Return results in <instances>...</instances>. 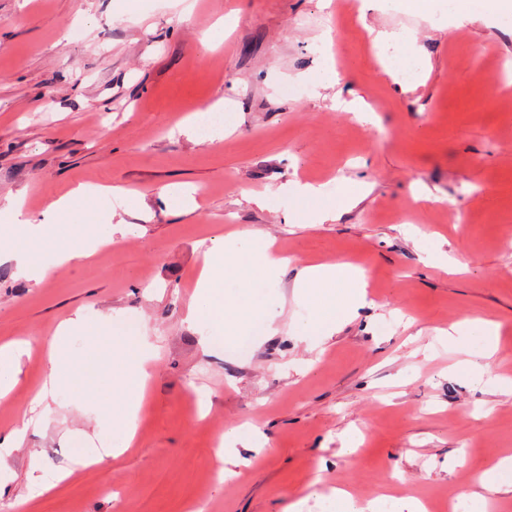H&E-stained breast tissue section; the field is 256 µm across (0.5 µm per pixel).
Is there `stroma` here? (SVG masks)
Here are the masks:
<instances>
[{"label":"stroma","mask_w":512,"mask_h":512,"mask_svg":"<svg viewBox=\"0 0 512 512\" xmlns=\"http://www.w3.org/2000/svg\"><path fill=\"white\" fill-rule=\"evenodd\" d=\"M347 29L338 89L319 88L332 21ZM223 24L224 40L204 35ZM512 18L485 9L455 27L443 0L432 18L360 12L352 0H0V203L20 194L40 216L81 185L134 198L130 241L52 267L35 283L0 265V344L29 343L0 398V432L22 427L46 380L48 346L78 309L122 314L157 358L131 447L87 467L95 442L119 441L97 400L66 386L0 468V512H285L347 485L370 500L391 492L399 512L418 499L446 512L497 452H512V393L452 372L461 352L439 334L452 323L501 325L490 375L512 376ZM414 40L421 75L383 72L370 30ZM362 98L373 123L346 111ZM224 104L223 135L176 133L180 120ZM369 187L342 218L308 221L299 182ZM195 189L166 206L159 187ZM269 198L261 207L257 198ZM231 233L272 241L288 264L257 299L278 310L277 335L246 348L205 346L187 320L205 244ZM465 266L451 273L440 253ZM364 269L369 307L319 347L300 334L293 298L304 265ZM490 408L482 416V408ZM251 425L261 448L238 446L235 474L216 436ZM369 446L350 455L358 432ZM50 490L30 496V453ZM110 494H100L103 483Z\"/></svg>","instance_id":"stroma-1"}]
</instances>
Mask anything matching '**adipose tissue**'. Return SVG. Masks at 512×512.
I'll return each instance as SVG.
<instances>
[{"label": "adipose tissue", "mask_w": 512, "mask_h": 512, "mask_svg": "<svg viewBox=\"0 0 512 512\" xmlns=\"http://www.w3.org/2000/svg\"><path fill=\"white\" fill-rule=\"evenodd\" d=\"M360 190L359 182H352L340 199L330 198L324 185L297 183L291 193L312 204L311 221L322 224L339 220L355 201ZM112 197L106 186H81L70 194L56 200L44 213L34 220L28 217L23 202L11 198L0 208V262L14 263L18 272L28 279L42 280L46 269L34 261L36 249H51L56 263L62 264L90 256L99 240L90 233L89 224H111L116 232L129 235L134 231L130 225L113 224V209H96L95 204ZM94 206L95 212L89 223L71 225L68 231H60L62 217L72 216L81 205ZM283 257L256 250L244 245L241 238L225 239L224 243L210 248L205 265L196 284L194 297L188 307L189 323L202 328L209 343L234 339L254 318L265 323L269 334H276L277 314L274 310L255 304L242 309L237 316L226 313L224 304V279L235 276L243 280L246 288L274 279L284 265ZM367 283L363 270L350 263H312L302 268L294 286V298L309 306L310 312L301 332L313 344H321L333 335L340 326L356 317L367 304ZM115 325L110 316L89 317L79 312L62 322L50 346V382L67 384L75 392H82L80 375L93 374L98 370L95 361L75 363L69 357L68 340L74 335L94 337L110 333ZM501 326L492 321H482L481 334L475 349L468 351L465 359L457 362L453 370L471 382H481L488 373L487 361L499 348ZM153 357L149 345L136 350H116L112 358V372L108 383L123 396L124 414L119 426L124 433L121 442L114 444L113 455H120L130 447L135 436V421L141 407L145 383L149 373L145 365ZM512 487V456L494 458L480 472L474 484L459 495L468 512H486L488 500L501 488Z\"/></svg>", "instance_id": "adipose-tissue-1"}]
</instances>
